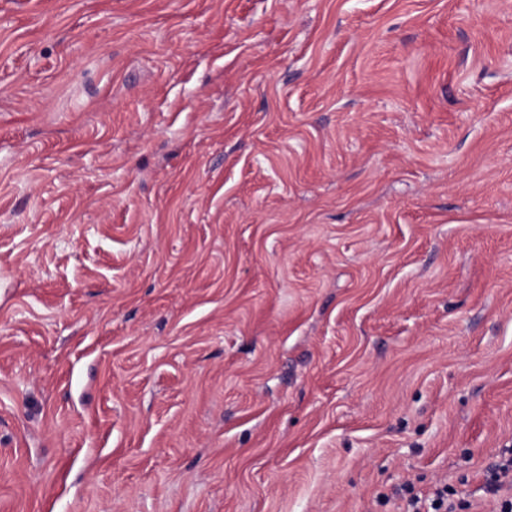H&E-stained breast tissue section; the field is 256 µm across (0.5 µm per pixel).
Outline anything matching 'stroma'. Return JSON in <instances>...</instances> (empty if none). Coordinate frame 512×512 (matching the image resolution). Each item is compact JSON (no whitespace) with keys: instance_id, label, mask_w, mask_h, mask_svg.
<instances>
[{"instance_id":"obj_1","label":"stroma","mask_w":512,"mask_h":512,"mask_svg":"<svg viewBox=\"0 0 512 512\" xmlns=\"http://www.w3.org/2000/svg\"><path fill=\"white\" fill-rule=\"evenodd\" d=\"M512 0H0V512H492ZM454 490L448 484L436 486L425 498L413 493L411 487H404L405 510L403 512H456L457 505L454 501Z\"/></svg>"}]
</instances>
